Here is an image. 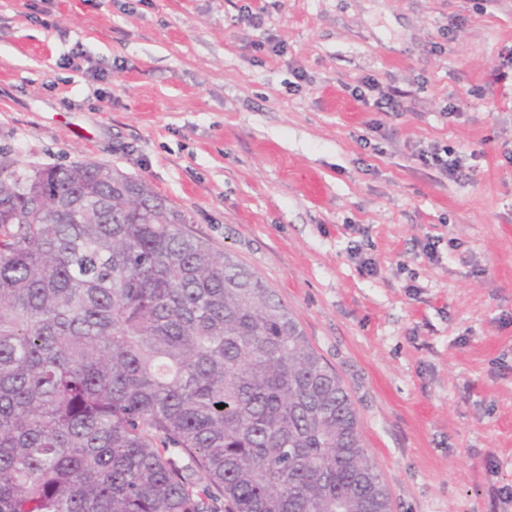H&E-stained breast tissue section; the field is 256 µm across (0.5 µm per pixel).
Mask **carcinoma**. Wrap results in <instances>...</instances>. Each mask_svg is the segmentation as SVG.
I'll use <instances>...</instances> for the list:
<instances>
[{
	"label": "carcinoma",
	"instance_id": "cac0c4a2",
	"mask_svg": "<svg viewBox=\"0 0 512 512\" xmlns=\"http://www.w3.org/2000/svg\"><path fill=\"white\" fill-rule=\"evenodd\" d=\"M185 224L106 165L0 158V512H390L339 377Z\"/></svg>",
	"mask_w": 512,
	"mask_h": 512
}]
</instances>
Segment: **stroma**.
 Masks as SVG:
<instances>
[{
    "instance_id": "35a3bbf8",
    "label": "stroma",
    "mask_w": 512,
    "mask_h": 512,
    "mask_svg": "<svg viewBox=\"0 0 512 512\" xmlns=\"http://www.w3.org/2000/svg\"><path fill=\"white\" fill-rule=\"evenodd\" d=\"M248 2L0 0V155L141 178L275 290L393 512H512V0ZM419 156L424 164L434 167L446 176L448 173L455 175L460 168V158L452 157L451 152L445 147L440 149L432 146L428 150H423Z\"/></svg>"
}]
</instances>
